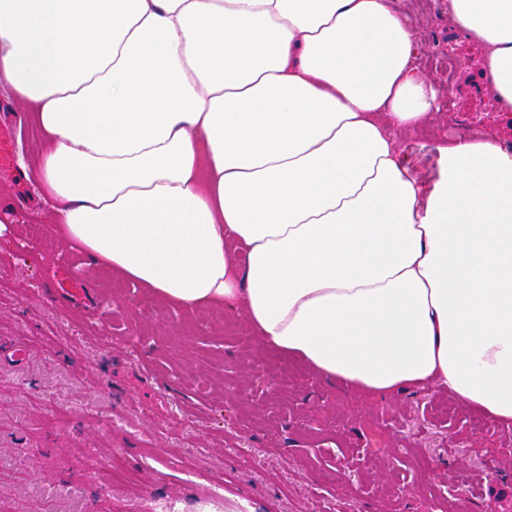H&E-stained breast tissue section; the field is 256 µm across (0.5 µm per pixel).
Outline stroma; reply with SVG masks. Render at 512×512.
Masks as SVG:
<instances>
[{
	"label": "stroma",
	"instance_id": "35a3bbf8",
	"mask_svg": "<svg viewBox=\"0 0 512 512\" xmlns=\"http://www.w3.org/2000/svg\"><path fill=\"white\" fill-rule=\"evenodd\" d=\"M441 108L400 150L420 179L448 138L507 131L447 0H399ZM460 63L455 79L443 66ZM40 129L0 85V512H150L224 492L242 512H512V429L432 385L364 397L315 378L223 308L165 303L53 234ZM126 476H112L113 462Z\"/></svg>",
	"mask_w": 512,
	"mask_h": 512
}]
</instances>
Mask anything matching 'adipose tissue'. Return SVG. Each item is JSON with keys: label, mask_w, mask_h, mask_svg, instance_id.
<instances>
[{"label": "adipose tissue", "mask_w": 512, "mask_h": 512, "mask_svg": "<svg viewBox=\"0 0 512 512\" xmlns=\"http://www.w3.org/2000/svg\"><path fill=\"white\" fill-rule=\"evenodd\" d=\"M512 112V0H448ZM392 0H0L53 230L365 396L432 383L512 426V153L400 135L438 93Z\"/></svg>", "instance_id": "ef3b65f1"}]
</instances>
